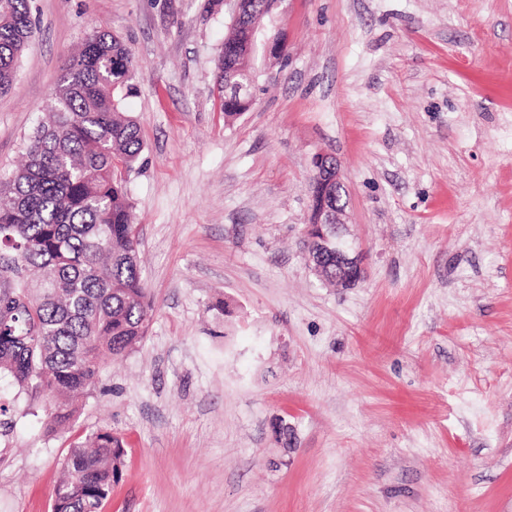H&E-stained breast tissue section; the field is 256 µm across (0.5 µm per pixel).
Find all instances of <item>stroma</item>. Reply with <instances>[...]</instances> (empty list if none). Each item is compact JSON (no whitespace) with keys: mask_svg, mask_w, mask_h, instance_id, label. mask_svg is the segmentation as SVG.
<instances>
[{"mask_svg":"<svg viewBox=\"0 0 512 512\" xmlns=\"http://www.w3.org/2000/svg\"><path fill=\"white\" fill-rule=\"evenodd\" d=\"M0 97V175L63 66L106 31L140 69L122 106L146 337L70 426L17 395L0 512H51L72 441L122 438L104 512H512V0H284L288 57L218 107L213 0H31ZM341 163L356 286L305 256L311 158ZM287 442H280V431Z\"/></svg>","mask_w":512,"mask_h":512,"instance_id":"1","label":"stroma"}]
</instances>
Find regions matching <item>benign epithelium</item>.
<instances>
[{"label": "benign epithelium", "instance_id": "7a95c632", "mask_svg": "<svg viewBox=\"0 0 512 512\" xmlns=\"http://www.w3.org/2000/svg\"><path fill=\"white\" fill-rule=\"evenodd\" d=\"M315 191L309 195L306 224L307 260L324 281L336 279V287H352L365 274V252L345 238L347 204L339 202L346 193L341 165L331 155L312 158Z\"/></svg>", "mask_w": 512, "mask_h": 512}]
</instances>
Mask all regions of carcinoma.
<instances>
[{
	"mask_svg": "<svg viewBox=\"0 0 512 512\" xmlns=\"http://www.w3.org/2000/svg\"><path fill=\"white\" fill-rule=\"evenodd\" d=\"M32 33L30 0H0V96L11 92ZM253 43L238 28L217 56L226 116L250 108L236 91L224 95V81H249ZM137 74L119 38H88L29 137L23 165L0 177V377L20 394L52 395V427L73 419L106 363L145 337L154 311L125 178L144 151L140 126L121 105ZM124 456L108 431L72 444L51 494L60 512H101Z\"/></svg>",
	"mask_w": 512,
	"mask_h": 512,
	"instance_id": "carcinoma-1",
	"label": "carcinoma"
}]
</instances>
